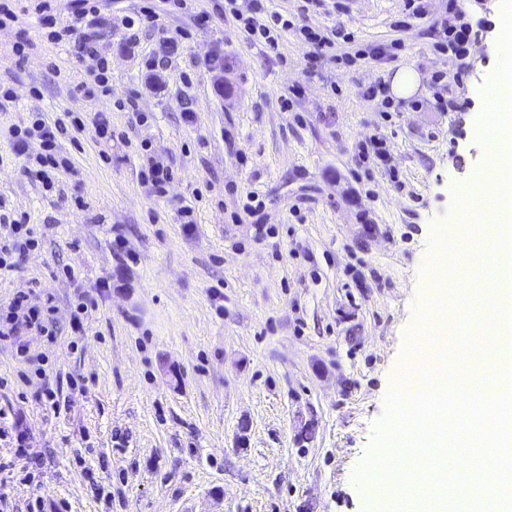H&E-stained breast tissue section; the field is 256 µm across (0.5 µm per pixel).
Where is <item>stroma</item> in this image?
Here are the masks:
<instances>
[{"instance_id":"obj_1","label":"stroma","mask_w":512,"mask_h":512,"mask_svg":"<svg viewBox=\"0 0 512 512\" xmlns=\"http://www.w3.org/2000/svg\"><path fill=\"white\" fill-rule=\"evenodd\" d=\"M449 3L418 0L412 19L408 0H276L293 27L273 52L219 0L161 28L128 26L137 0H101L103 96L82 86L74 43L47 41L34 0H12L0 225L27 215L40 245L0 274V318L19 293L56 312L54 340L18 331L26 358L0 347V410L26 434L21 450L0 434V512L382 505L359 471L423 326L439 228L474 208L468 187L493 151L480 124L501 18L495 0H465L479 37L466 58L442 55L432 20ZM303 27L342 30L339 60L308 63ZM403 68L419 76L407 98L390 90ZM440 96L464 111H440ZM33 112H103L112 138L62 139L68 164L49 190L11 134ZM377 132L387 161L361 159ZM151 157L171 175L166 194L145 173ZM250 194L264 202L253 217ZM48 389L67 402L60 414L38 401Z\"/></svg>"}]
</instances>
